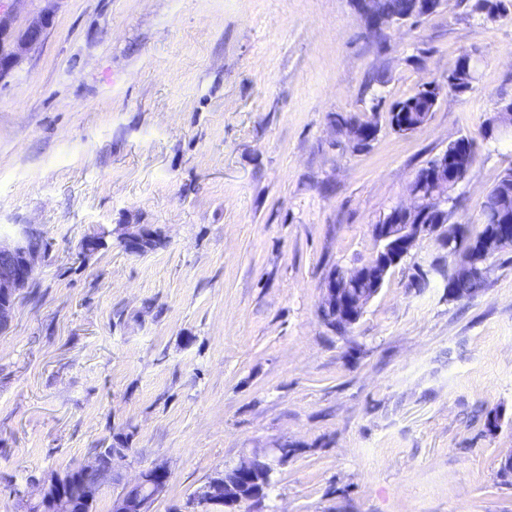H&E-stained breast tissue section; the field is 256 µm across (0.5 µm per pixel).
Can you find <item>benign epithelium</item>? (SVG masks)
<instances>
[{
  "label": "benign epithelium",
  "mask_w": 512,
  "mask_h": 512,
  "mask_svg": "<svg viewBox=\"0 0 512 512\" xmlns=\"http://www.w3.org/2000/svg\"><path fill=\"white\" fill-rule=\"evenodd\" d=\"M447 0H410L406 14L397 18L383 6L382 0H356V7L367 27L376 30L386 23L422 19L437 12ZM50 13H43L25 29L15 31L7 17L0 15V82L20 63L23 53L41 43L49 25ZM485 139L512 137V104L496 111L483 127ZM469 150L458 146L454 162L441 154L428 164L426 177L412 180L405 199L392 207L379 223L372 225V235L379 246L374 261L352 271L333 272L323 283L321 316L340 329L354 325L367 303L381 290L391 269L427 235H438L448 247L453 267L442 273L437 267L429 272L444 274L448 284L464 278L486 279L489 260L503 247L512 246V204L504 202L498 213L482 220L484 224H499L501 228L482 235L466 234L455 224L448 223V186L460 181L470 169ZM118 242L129 249L153 233L148 224H121ZM51 246L36 224H19L14 233L0 237V331L7 330L14 317L15 303L20 292L28 287L37 266L46 260ZM292 449L284 444L267 448L225 469L224 502L241 503L238 495L240 479L263 469L268 473L288 462ZM171 477L167 466L154 464L139 471L133 478L119 484L113 494V512H149L151 502L162 495ZM35 493L25 500V509L39 507L47 512L73 498L91 504L97 501L101 487L77 485L69 474L52 473L34 484ZM214 503L211 482L200 486L185 505L174 512H207Z\"/></svg>",
  "instance_id": "1"
}]
</instances>
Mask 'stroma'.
Returning a JSON list of instances; mask_svg holds the SVG:
<instances>
[{"label": "stroma", "mask_w": 512, "mask_h": 512, "mask_svg": "<svg viewBox=\"0 0 512 512\" xmlns=\"http://www.w3.org/2000/svg\"><path fill=\"white\" fill-rule=\"evenodd\" d=\"M447 0L368 30L352 0H19L51 10L0 82V233L52 245L0 334V512L28 479L87 464L132 432L122 478L164 463L173 512L243 456L293 453L251 512H512V247L452 299L426 237L356 324L320 314L322 283L366 264L371 227L415 173L466 136L449 223L476 231L512 140L481 129L512 98V0ZM479 62L421 129L391 105ZM377 116L354 151L335 114ZM152 224L164 247L80 257L88 234Z\"/></svg>", "instance_id": "stroma-1"}]
</instances>
